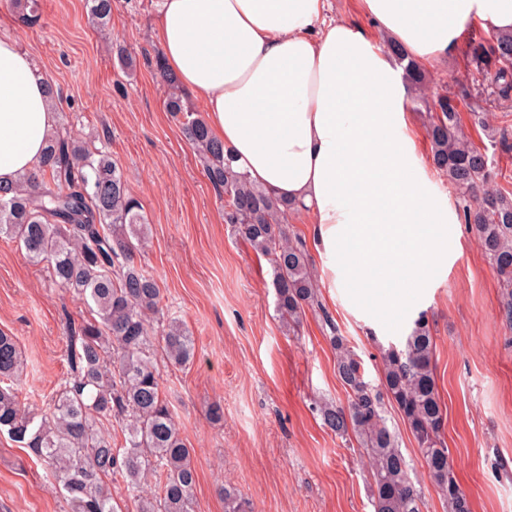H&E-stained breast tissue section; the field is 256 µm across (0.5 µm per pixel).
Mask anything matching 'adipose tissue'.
<instances>
[{
    "instance_id": "adipose-tissue-1",
    "label": "adipose tissue",
    "mask_w": 512,
    "mask_h": 512,
    "mask_svg": "<svg viewBox=\"0 0 512 512\" xmlns=\"http://www.w3.org/2000/svg\"><path fill=\"white\" fill-rule=\"evenodd\" d=\"M325 0H158L167 68L203 102L234 170L313 217L344 287L378 312L406 307L457 247L455 219L408 133L405 84L374 34L420 63L463 25L512 33V0H361L372 30ZM57 117L47 80L0 38V183L37 169Z\"/></svg>"
}]
</instances>
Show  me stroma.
<instances>
[{
    "mask_svg": "<svg viewBox=\"0 0 512 512\" xmlns=\"http://www.w3.org/2000/svg\"><path fill=\"white\" fill-rule=\"evenodd\" d=\"M157 0H115L111 38L93 28L86 0H40L35 23L0 0V37L31 53L59 94V125L110 151L149 224L150 245L135 255L162 288L165 318L183 322L195 359L168 363L153 335L162 393L193 450V512H224L218 489L231 483L253 512H374L363 450L325 427L314 403L347 406L329 343L337 328L359 356L366 381L383 379L380 345L403 344L418 315L435 341L436 385L445 409L443 436L472 512H512V321L502 313L497 274L467 224L460 247L432 274L431 285L400 313L381 317L334 286L333 258L317 245L309 216L291 214L288 232L304 243L318 274L322 311H305L293 331L277 316L273 271L224 222V198L207 180L180 123L163 106L156 76ZM493 33L466 22L448 57L425 66L431 89L455 92L460 117L489 157L490 185L512 196V99L499 98ZM480 105L489 120L472 113ZM406 118L416 155L455 217L464 203L436 170L429 114L408 96ZM333 327H326L324 317ZM81 300L55 286L45 266L0 238V331L14 336L27 368L20 399L45 406L69 365L70 327L89 320ZM222 405L221 422L210 418ZM422 512H447L417 442L396 407L388 409ZM0 512H69L44 465L0 433Z\"/></svg>",
    "mask_w": 512,
    "mask_h": 512,
    "instance_id": "1",
    "label": "stroma"
}]
</instances>
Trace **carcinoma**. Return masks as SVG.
I'll use <instances>...</instances> for the list:
<instances>
[{"instance_id": "obj_1", "label": "carcinoma", "mask_w": 512, "mask_h": 512, "mask_svg": "<svg viewBox=\"0 0 512 512\" xmlns=\"http://www.w3.org/2000/svg\"><path fill=\"white\" fill-rule=\"evenodd\" d=\"M88 2L92 23L107 30L113 0ZM10 6L26 23L38 16V0H10ZM492 53L494 82L507 96L512 91V34L495 35ZM155 67L166 87V110L175 114L198 150L209 182L224 193V223L268 257L279 319L295 328L304 309L319 305V300L306 250L284 228L290 207L232 168L224 145L187 105L178 79L159 55ZM405 72L421 100L432 103L428 136L433 164L459 196L472 200L464 210L466 224L497 272L512 317V198L485 187L488 157L461 125L455 94L446 90L431 99L421 66L410 60ZM146 229L140 205L110 153L91 140L71 137L64 128L49 139L34 172L14 185H0V237L17 242L33 263L47 264L54 282L83 299L94 315L71 336L68 360L73 374L45 410L26 406L11 386L26 364L14 337L0 332V431L46 463L70 512H122L110 488L119 480L133 512H192L196 469L191 449L161 395L151 352V324L159 313L161 288L134 260L146 242ZM323 320L350 403L339 408L324 401L314 410L325 427L353 436L363 448L375 512H421L423 504L398 436L387 425L388 401L416 439L448 512H471L441 437L435 343L425 316L414 321L403 345L379 346L380 389L365 380L360 358L329 316ZM163 341L171 363L185 366L193 361L195 343L184 323L169 319ZM112 420L125 434L120 447L106 428ZM152 477L159 491L149 493L144 485ZM222 494L224 512H252L235 489L224 487Z\"/></svg>"}]
</instances>
